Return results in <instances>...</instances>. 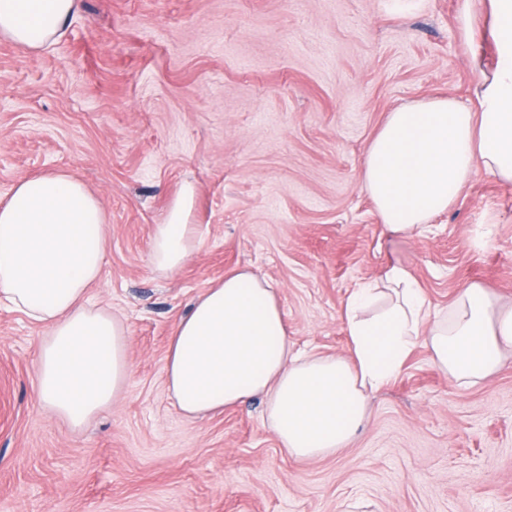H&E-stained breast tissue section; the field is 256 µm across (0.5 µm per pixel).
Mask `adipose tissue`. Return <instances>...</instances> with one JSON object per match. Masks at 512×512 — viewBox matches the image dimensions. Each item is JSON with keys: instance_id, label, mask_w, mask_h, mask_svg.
Segmentation results:
<instances>
[{"instance_id": "1", "label": "adipose tissue", "mask_w": 512, "mask_h": 512, "mask_svg": "<svg viewBox=\"0 0 512 512\" xmlns=\"http://www.w3.org/2000/svg\"><path fill=\"white\" fill-rule=\"evenodd\" d=\"M488 3L495 60L480 72L474 106L443 96L400 106L367 150L364 181L392 232L419 230L445 212L476 166L512 183V0ZM76 4L0 0V35L38 50L66 27ZM193 202L192 186L183 185L155 226V270L177 274L196 250ZM106 222L97 197L63 172L19 179L0 201V305L42 330L37 397L77 428L118 399L129 373L127 326L89 304L103 274ZM343 322L349 356L294 352L275 288L251 271L232 273L204 290L176 325L167 390L190 418L261 397L281 448L311 458L356 434L372 394L417 344L461 385L496 371L512 350V304L472 284L438 315L397 265L350 295Z\"/></svg>"}]
</instances>
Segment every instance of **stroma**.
<instances>
[{"mask_svg": "<svg viewBox=\"0 0 512 512\" xmlns=\"http://www.w3.org/2000/svg\"><path fill=\"white\" fill-rule=\"evenodd\" d=\"M480 0H79L39 54L0 39V200L65 172L98 197L97 308L130 329L121 397L87 427L36 396L41 330L0 306V512H512V355L478 385L416 346L336 453L289 456L255 397L185 418L164 365L210 283L240 269L278 290L297 349L345 356L348 296L403 266L447 312L477 283L512 301V184L476 170L419 235L382 224L363 178L393 109L472 101L494 60ZM199 242L150 264L183 184Z\"/></svg>", "mask_w": 512, "mask_h": 512, "instance_id": "stroma-1", "label": "stroma"}]
</instances>
